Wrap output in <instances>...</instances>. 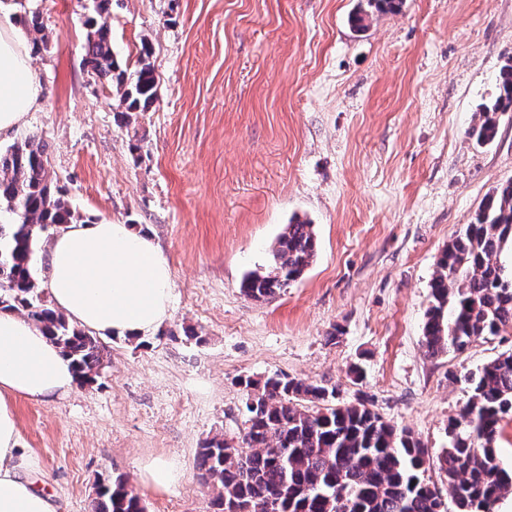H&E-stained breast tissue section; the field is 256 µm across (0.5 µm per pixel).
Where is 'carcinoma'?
<instances>
[{
    "label": "carcinoma",
    "instance_id": "1",
    "mask_svg": "<svg viewBox=\"0 0 512 512\" xmlns=\"http://www.w3.org/2000/svg\"><path fill=\"white\" fill-rule=\"evenodd\" d=\"M83 65L116 88L124 113L145 112L157 100L160 78L142 48L132 78L112 51V0H88ZM32 50L46 47L39 14L23 16ZM512 111V63L502 67L497 94L473 129L496 137L497 113ZM45 144L33 138L0 151V205L19 222L0 224V309L42 325L75 366L80 382L101 366L104 347L48 302L32 272L38 238L77 217L53 193ZM512 250V179L496 187L474 221L444 249L430 283L422 344L429 356L460 354L512 328V269L500 262ZM313 227L296 219L279 237L272 269L243 277L240 289L262 301L298 281L313 262ZM471 395L461 419L448 422V446L429 454L420 439L375 412L368 401L344 402L336 388L275 374L239 379L245 392L244 433L222 436L197 451L203 484L216 490V512H444L435 468L448 484L456 512H496L512 497V467L498 458L501 422L512 413V352H503L465 377ZM92 512H146L122 479L102 485Z\"/></svg>",
    "mask_w": 512,
    "mask_h": 512
}]
</instances>
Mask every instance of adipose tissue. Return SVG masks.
I'll list each match as a JSON object with an SVG mask.
<instances>
[{"label": "adipose tissue", "instance_id": "ef3b65f1", "mask_svg": "<svg viewBox=\"0 0 512 512\" xmlns=\"http://www.w3.org/2000/svg\"><path fill=\"white\" fill-rule=\"evenodd\" d=\"M0 0V138L39 104L28 42ZM172 273L152 239L128 224H67L48 253L47 286L57 309L101 335L147 336L169 316ZM75 382L70 359L34 322L0 310V512H56L52 496L23 473L31 461L18 446L16 398L50 402Z\"/></svg>", "mask_w": 512, "mask_h": 512}]
</instances>
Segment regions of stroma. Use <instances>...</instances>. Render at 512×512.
I'll return each instance as SVG.
<instances>
[{"label":"stroma","instance_id":"35a3bbf8","mask_svg":"<svg viewBox=\"0 0 512 512\" xmlns=\"http://www.w3.org/2000/svg\"><path fill=\"white\" fill-rule=\"evenodd\" d=\"M27 10L48 38L30 58L41 102L0 150L41 139L82 221L133 225L172 267L162 336L103 337L94 380L14 403L27 477L57 512H92L117 478L147 512H212L196 452L239 439L244 375L338 387L430 451L446 445L464 375L512 350V331L459 355L422 345L443 250L512 178V112L491 143L471 135L512 62V0H405L361 29L367 0H112L114 54L132 71L149 46L160 77L127 123L82 66L84 0L13 8ZM295 217L314 228L312 264L274 298H247L243 276L269 271ZM156 461L179 472L169 489L142 479Z\"/></svg>","mask_w":512,"mask_h":512}]
</instances>
